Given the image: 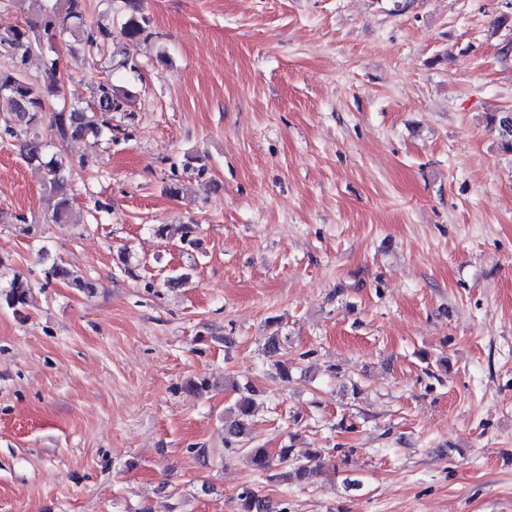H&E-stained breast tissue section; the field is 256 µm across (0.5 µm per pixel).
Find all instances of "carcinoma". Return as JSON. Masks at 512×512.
Returning <instances> with one entry per match:
<instances>
[{
    "mask_svg": "<svg viewBox=\"0 0 512 512\" xmlns=\"http://www.w3.org/2000/svg\"><path fill=\"white\" fill-rule=\"evenodd\" d=\"M62 10L54 9L30 17L24 23L0 29V57L8 59V65L0 68V139H16L21 142L24 158L45 171V191L56 224H70L73 220L72 197L64 185L63 173L74 168L66 156H46L43 143L31 134L44 118H49L56 136L67 139L93 135L99 138L112 133V126L100 115L118 112L124 106L125 94L111 81H101L94 92V106L84 107L80 101L71 104L69 110L50 111V98L59 91L60 78L57 59H45L41 80L33 82L27 76L28 63L36 50L52 46L64 36L92 47L113 42L112 29L105 24L88 22L86 0H60ZM127 16L121 25V43L112 52L111 64L118 68L134 69L128 48L147 38V18L143 14L141 0H126ZM491 124L500 129L501 145L512 152V111L499 112L491 117ZM180 240L187 251L200 248L198 225L185 224ZM50 275L62 278L80 293L92 294L93 281L61 265L51 267ZM8 306L19 309L30 303V285L19 276L13 277L4 292ZM264 354L272 359L279 378L286 382L290 377L288 362L281 360V343L277 335L266 337ZM235 393L229 413L224 417V444L240 454L255 472L269 474V478L283 484L309 483L323 472L324 457L311 452L298 457L290 445L279 448L271 455L267 448L254 444L253 426L260 409L259 391L250 385L231 384ZM237 512H272L265 498L251 488H244L237 496Z\"/></svg>",
    "mask_w": 512,
    "mask_h": 512,
    "instance_id": "obj_1",
    "label": "carcinoma"
}]
</instances>
